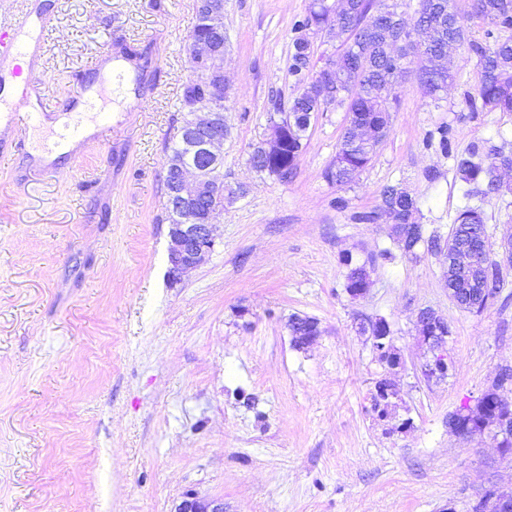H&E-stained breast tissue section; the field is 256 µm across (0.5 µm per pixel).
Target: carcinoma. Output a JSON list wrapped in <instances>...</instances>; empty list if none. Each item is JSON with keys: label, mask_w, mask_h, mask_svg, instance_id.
Listing matches in <instances>:
<instances>
[{"label": "carcinoma", "mask_w": 512, "mask_h": 512, "mask_svg": "<svg viewBox=\"0 0 512 512\" xmlns=\"http://www.w3.org/2000/svg\"><path fill=\"white\" fill-rule=\"evenodd\" d=\"M329 2L313 0L309 14L294 24L289 73L299 81L315 67L313 46L300 41V29L306 24L314 23L327 30L333 28L349 33V40L343 42L341 51L336 55V81L332 83L331 90L336 106H344L354 114L356 129H346L341 136L342 165L333 164L325 172L329 181L343 186L353 182L355 173L364 170L376 153L375 148L364 143V131L391 125V113L399 105V94L391 93L390 88L391 81L398 75L394 71L396 59L391 49L371 34L370 21L383 12L386 18H391L404 3L403 0H341V11L335 13ZM471 12L491 25L483 44H474L468 39L466 28L458 20L450 0H443V8L439 11L434 9V0H418L414 14L423 28L422 43L403 48L401 59L418 53L426 57V65L421 69L418 80L423 91L435 98L450 78L444 65L448 43L467 49L478 56L481 108L488 112H512V36H501V33L512 30V0H472ZM360 56L371 59L372 67L366 72L358 66ZM212 93V84L190 82L182 88L178 110L187 113L192 105L211 97ZM306 132L307 129L297 126V138L284 147L283 154L274 163L266 168L259 167V171L273 174L283 181L291 178ZM505 168H512V156L503 155L495 145L473 146L469 157L457 160L460 179L470 186L465 196L500 192V171ZM381 200V207L363 213L360 220L375 224L386 215L385 204H396L397 213L406 216L407 223L411 225L410 229L397 232V242L404 251H412L423 239L421 227L412 221V214L417 210L416 200L392 185L383 188ZM482 223L483 211L466 206L457 213L450 238L465 245L469 237L465 236L464 226Z\"/></svg>", "instance_id": "1"}]
</instances>
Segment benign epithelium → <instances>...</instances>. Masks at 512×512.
I'll return each mask as SVG.
<instances>
[{
    "label": "benign epithelium",
    "mask_w": 512,
    "mask_h": 512,
    "mask_svg": "<svg viewBox=\"0 0 512 512\" xmlns=\"http://www.w3.org/2000/svg\"><path fill=\"white\" fill-rule=\"evenodd\" d=\"M197 10L209 34L193 35L188 39L186 52L189 60V78H202L217 87L220 98L224 95V49L220 39L224 36V3L220 0H198ZM371 29L394 49L415 40L418 27L403 23L391 32L378 22ZM335 78L331 66H324L298 84L297 94L309 95L320 106L307 113L311 117L325 112L330 106L326 99L324 80ZM292 114L280 113L270 123L269 137L262 142L269 154L279 152L285 134L293 132ZM224 110L205 99L193 105L182 129L181 150L168 155L164 172L172 174L169 196L183 211L181 223L169 225L170 243L167 253L168 278L177 284L183 275L202 265L215 244V228L224 212ZM419 340L427 346L431 358L420 367L422 378L430 382L447 376L452 359L448 348V322L432 309L417 314ZM379 331L371 336L378 355L390 369L402 364L401 358L392 357L394 347L390 331L379 321ZM509 383L500 378L488 388L473 405L464 404L448 419V427L458 436H482L496 433L498 439H512V407L503 402L500 391ZM175 512H224V500L199 499L193 495L176 507ZM472 512H512V491L490 490L473 506Z\"/></svg>",
    "instance_id": "7a95c632"
}]
</instances>
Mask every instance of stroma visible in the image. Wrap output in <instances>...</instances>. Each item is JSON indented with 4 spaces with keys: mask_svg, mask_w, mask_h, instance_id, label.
Masks as SVG:
<instances>
[{
    "mask_svg": "<svg viewBox=\"0 0 512 512\" xmlns=\"http://www.w3.org/2000/svg\"><path fill=\"white\" fill-rule=\"evenodd\" d=\"M310 4L224 0V213L207 261L174 285L163 176L196 0H0L5 19L53 16L49 121L98 124L96 103L68 109L92 58L127 45L149 60L148 106L112 98L106 144L47 173L38 122L0 168V512H174L189 494L223 500L224 512H466L491 487L512 489V457L491 436L448 427L512 368V268L471 313L448 294L444 256L423 243L404 251L393 224L360 220L396 185L416 199L424 235L449 237L472 204L498 245L512 192L464 198L451 156L482 139L511 154L512 112L482 110L477 57L453 49L438 97L418 84L420 60L409 64L389 135L352 184L325 176L341 108L312 119L292 179L257 172L249 155L269 111L296 93L293 25ZM346 255L371 265L363 297L346 290ZM423 308L451 328L454 370L430 383L419 373ZM295 315L320 331L302 349ZM367 318L389 323L404 361L383 421L372 395L385 368L357 330Z\"/></svg>",
    "mask_w": 512,
    "mask_h": 512,
    "instance_id": "35a3bbf8",
    "label": "stroma"
}]
</instances>
